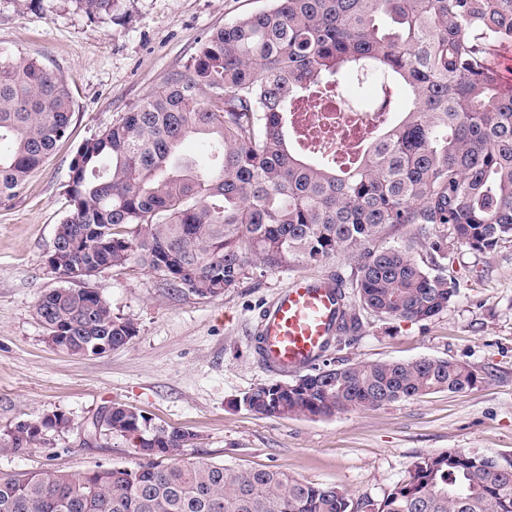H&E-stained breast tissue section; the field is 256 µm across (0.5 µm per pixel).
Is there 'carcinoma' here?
Here are the masks:
<instances>
[{
    "label": "carcinoma",
    "instance_id": "carcinoma-1",
    "mask_svg": "<svg viewBox=\"0 0 512 512\" xmlns=\"http://www.w3.org/2000/svg\"><path fill=\"white\" fill-rule=\"evenodd\" d=\"M90 15L114 0H77ZM512 42V0H273L208 32L182 70L71 162L68 209L51 267L65 285L36 302L43 335L90 356L136 335L97 291L82 287L131 263L171 287L213 298L258 261L269 270L319 265L343 252L361 307L382 318L429 320L456 295L445 274L448 237L487 253L512 241V88L488 65ZM376 73L401 84L403 118L377 129L358 160L307 161L288 128L292 104L320 93L321 76ZM73 98L38 60L0 54V202L16 197L66 137ZM199 137L205 171L179 155ZM418 224L431 250L373 248L387 225ZM360 329L350 304L326 347ZM298 382L261 384L240 399L262 417H332L482 383L448 358L312 363ZM138 435L141 461L74 476L46 468L0 475V512H512V463L464 449L428 455L381 502L353 499L277 469L242 470L194 456L198 436L114 404L90 429ZM45 432L17 424L0 448H39Z\"/></svg>",
    "mask_w": 512,
    "mask_h": 512
}]
</instances>
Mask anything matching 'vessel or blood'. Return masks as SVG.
<instances>
[{
    "instance_id": "1",
    "label": "vessel or blood",
    "mask_w": 512,
    "mask_h": 512,
    "mask_svg": "<svg viewBox=\"0 0 512 512\" xmlns=\"http://www.w3.org/2000/svg\"><path fill=\"white\" fill-rule=\"evenodd\" d=\"M343 305L342 289L335 278L297 277L262 310L254 348L275 373L307 367L334 334Z\"/></svg>"
}]
</instances>
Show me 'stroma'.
I'll list each match as a JSON object with an SVG mask.
<instances>
[{"label":"stroma","mask_w":512,"mask_h":512,"mask_svg":"<svg viewBox=\"0 0 512 512\" xmlns=\"http://www.w3.org/2000/svg\"><path fill=\"white\" fill-rule=\"evenodd\" d=\"M272 0H115L98 17L74 0H0V53L41 60L69 84V135L9 203L0 205V431L53 414L38 448L0 449V474L57 469L81 474L124 468L138 457L129 441H86L84 428L121 404L153 423L199 437L195 455L239 469L279 468L352 497L381 501L420 457L465 449L512 461V242L489 253L449 243L456 295L427 321L360 311L361 328L329 357L352 362L448 358L482 378L465 393L446 391L330 418H261L240 400L276 381L252 343L260 310L299 275H329L355 303L354 264L336 255L316 266L271 271L253 264L240 284L202 299L170 288L129 264L94 281L114 315L137 332L101 356L50 347L35 313L38 297L61 280L47 263L68 202L64 186L77 147L183 68L203 34L268 8Z\"/></svg>","instance_id":"35a3bbf8"}]
</instances>
